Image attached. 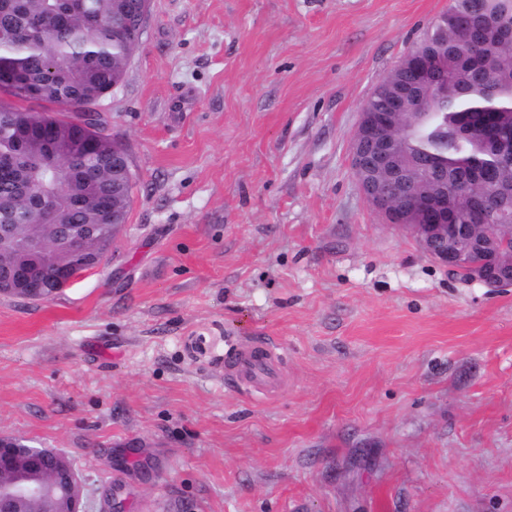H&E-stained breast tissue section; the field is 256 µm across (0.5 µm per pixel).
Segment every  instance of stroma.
Returning <instances> with one entry per match:
<instances>
[{
    "label": "stroma",
    "mask_w": 512,
    "mask_h": 512,
    "mask_svg": "<svg viewBox=\"0 0 512 512\" xmlns=\"http://www.w3.org/2000/svg\"><path fill=\"white\" fill-rule=\"evenodd\" d=\"M448 0H152L102 106L132 203L52 300L0 294V434L86 512H512V288L361 194L376 82ZM267 340L280 390L224 376Z\"/></svg>",
    "instance_id": "obj_1"
}]
</instances>
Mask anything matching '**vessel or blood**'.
I'll return each mask as SVG.
<instances>
[{
  "label": "vessel or blood",
  "mask_w": 512,
  "mask_h": 512,
  "mask_svg": "<svg viewBox=\"0 0 512 512\" xmlns=\"http://www.w3.org/2000/svg\"><path fill=\"white\" fill-rule=\"evenodd\" d=\"M225 369L237 384L258 394L276 391L280 386L279 357L275 346L268 343H228Z\"/></svg>",
  "instance_id": "vessel-or-blood-1"
}]
</instances>
